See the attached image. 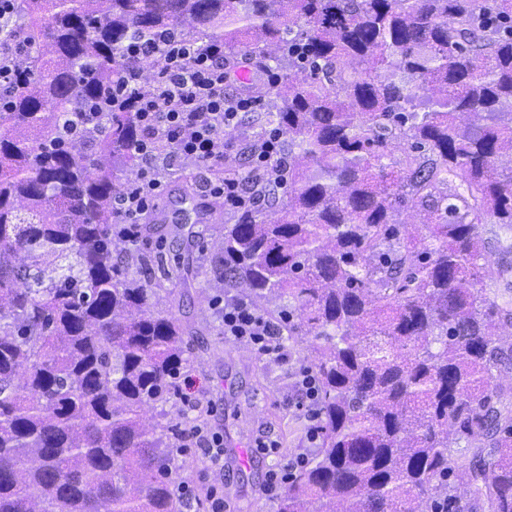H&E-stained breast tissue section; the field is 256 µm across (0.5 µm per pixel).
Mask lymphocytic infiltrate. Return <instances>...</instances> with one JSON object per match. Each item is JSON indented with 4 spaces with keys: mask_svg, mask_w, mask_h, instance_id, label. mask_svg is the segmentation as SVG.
Listing matches in <instances>:
<instances>
[{
    "mask_svg": "<svg viewBox=\"0 0 512 512\" xmlns=\"http://www.w3.org/2000/svg\"><path fill=\"white\" fill-rule=\"evenodd\" d=\"M16 9L17 0H0V103L28 80L21 63V35L11 27ZM157 53L163 55L164 66L150 86H143L132 70L116 90L118 102L137 113L141 130L136 146L139 169L113 201L114 227L127 241L137 240L144 216L176 168L187 162L209 170L204 182L207 198L233 213L262 204L261 184L281 188L287 183L283 167L274 164L281 152L279 130L265 131L261 138L249 142L227 136L229 130L241 125L245 114L260 110L262 101L243 89L228 92L235 69L225 60L223 46L203 49L175 39L161 47L138 41L126 50L131 58ZM233 156L246 160L241 174L234 179L217 177V169ZM222 320L225 339L250 348L260 359L288 361L283 324L260 312L249 297H225ZM293 386L296 397L292 405L309 422L308 441H316L318 387L313 372L298 369ZM188 441L198 448L215 484L208 493L210 512H226L228 505L218 491L224 481L223 435L199 425L192 428Z\"/></svg>",
    "mask_w": 512,
    "mask_h": 512,
    "instance_id": "lymphocytic-infiltrate-1",
    "label": "lymphocytic infiltrate"
}]
</instances>
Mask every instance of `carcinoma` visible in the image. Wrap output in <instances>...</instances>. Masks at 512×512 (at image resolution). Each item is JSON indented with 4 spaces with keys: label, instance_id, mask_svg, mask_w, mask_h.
Masks as SVG:
<instances>
[{
    "label": "carcinoma",
    "instance_id": "1",
    "mask_svg": "<svg viewBox=\"0 0 512 512\" xmlns=\"http://www.w3.org/2000/svg\"><path fill=\"white\" fill-rule=\"evenodd\" d=\"M15 25L33 78L0 112V512L186 506L187 343L150 310V274L188 281L192 251L170 268L112 252L140 136L112 89L159 71L125 49L163 32L280 76L248 128L283 134L281 217L212 228L201 265L314 354L317 449L273 512H512V264L481 263L512 254V0H19ZM408 209L426 234L396 220ZM472 445L488 468L465 499L451 476Z\"/></svg>",
    "mask_w": 512,
    "mask_h": 512
}]
</instances>
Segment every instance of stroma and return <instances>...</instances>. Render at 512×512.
I'll list each match as a JSON object with an SVG mask.
<instances>
[{"instance_id": "35a3bbf8", "label": "stroma", "mask_w": 512, "mask_h": 512, "mask_svg": "<svg viewBox=\"0 0 512 512\" xmlns=\"http://www.w3.org/2000/svg\"><path fill=\"white\" fill-rule=\"evenodd\" d=\"M202 176L198 168L186 169L168 180L157 206L164 209L165 221L139 246L148 252H163L168 264L184 256L185 248L174 234L181 223L180 200L191 191L200 206H207L200 190ZM224 292L212 287L204 276L189 283L170 282L166 291L153 300L157 311H173L185 330L188 356L186 373L190 385L180 391L189 404L206 409L207 424L224 436V500L232 512H272L271 502L261 486L267 471L284 461L288 454L307 448V421L288 401L291 384L298 367L308 365L311 352L306 340L288 343V363L258 359L241 345L224 338L221 310L217 305ZM263 429L274 430L282 448L279 454L251 453L241 459L236 445L242 438L253 437Z\"/></svg>"}]
</instances>
